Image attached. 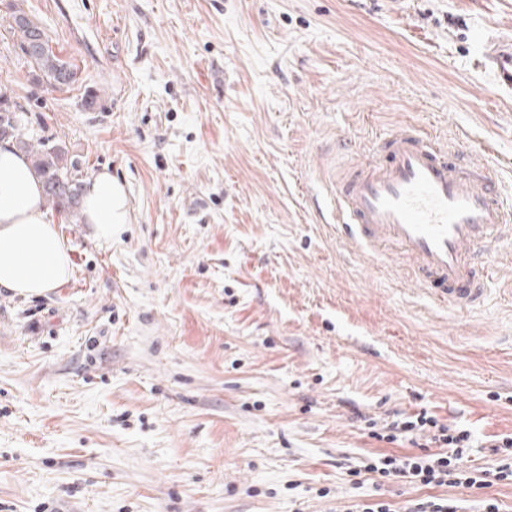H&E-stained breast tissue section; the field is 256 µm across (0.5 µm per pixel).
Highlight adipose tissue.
<instances>
[{
	"label": "adipose tissue",
	"instance_id": "obj_1",
	"mask_svg": "<svg viewBox=\"0 0 512 512\" xmlns=\"http://www.w3.org/2000/svg\"><path fill=\"white\" fill-rule=\"evenodd\" d=\"M85 223L101 240L128 221L123 187L109 172L87 183L81 203ZM69 252L43 207L42 185L31 162L9 142L0 143V289L41 296L69 275Z\"/></svg>",
	"mask_w": 512,
	"mask_h": 512
}]
</instances>
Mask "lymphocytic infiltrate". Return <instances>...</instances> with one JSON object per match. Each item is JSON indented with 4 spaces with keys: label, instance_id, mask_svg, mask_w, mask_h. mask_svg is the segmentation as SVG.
I'll use <instances>...</instances> for the list:
<instances>
[{
    "label": "lymphocytic infiltrate",
    "instance_id": "lymphocytic-infiltrate-1",
    "mask_svg": "<svg viewBox=\"0 0 512 512\" xmlns=\"http://www.w3.org/2000/svg\"><path fill=\"white\" fill-rule=\"evenodd\" d=\"M387 441H396L398 434L413 431L431 432L437 452L420 455H380L368 458L365 471L384 477H395L405 482L430 489V496L410 501L404 512H458L451 499L434 496L433 491L443 487H484L489 479L512 484V437L493 444L492 451L499 455L500 464L494 476H487L479 469H466L463 458L470 451L471 434L460 427L441 423L436 416L419 412L400 416L386 426Z\"/></svg>",
    "mask_w": 512,
    "mask_h": 512
}]
</instances>
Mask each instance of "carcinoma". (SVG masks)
Here are the masks:
<instances>
[{"label":"carcinoma","mask_w":512,"mask_h":512,"mask_svg":"<svg viewBox=\"0 0 512 512\" xmlns=\"http://www.w3.org/2000/svg\"><path fill=\"white\" fill-rule=\"evenodd\" d=\"M9 29L16 35L19 48L24 49L31 44L34 31L30 23L14 21L9 24ZM32 64L58 89L67 87L74 81L73 65L60 59L49 45L42 49ZM18 127V115L7 108H0V136L7 135L17 139L18 147L35 157V170L43 182L46 196L67 218H76L79 200L74 192L77 182L75 176L69 172L65 151L57 145H34L18 139Z\"/></svg>","instance_id":"cac0c4a2"}]
</instances>
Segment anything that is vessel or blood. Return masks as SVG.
Segmentation results:
<instances>
[{"mask_svg":"<svg viewBox=\"0 0 512 512\" xmlns=\"http://www.w3.org/2000/svg\"><path fill=\"white\" fill-rule=\"evenodd\" d=\"M483 65L512 91V35L487 41ZM458 150L407 125L393 129L382 154L356 171H332L337 221L357 245L378 253L394 247L411 261L418 285L452 308L483 295L486 248L512 249V206L501 199L489 167L458 160Z\"/></svg>","mask_w":512,"mask_h":512,"instance_id":"vessel-or-blood-1","label":"vessel or blood"}]
</instances>
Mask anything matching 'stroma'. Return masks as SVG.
<instances>
[{
	"instance_id": "1",
	"label": "stroma",
	"mask_w": 512,
	"mask_h": 512,
	"mask_svg": "<svg viewBox=\"0 0 512 512\" xmlns=\"http://www.w3.org/2000/svg\"><path fill=\"white\" fill-rule=\"evenodd\" d=\"M76 69L52 88L15 8ZM512 0H0V92L19 136L109 171L129 221L112 240L51 212L67 282L0 291V512H336L424 497L360 474L422 410L472 434L495 473L512 436V258L474 308L416 287L390 252L330 222L334 167L397 125L500 168L512 94L481 64ZM463 512L512 485L448 487ZM9 29L11 30L14 36L16 35L19 48L22 52L24 48L27 47L26 53L28 55H32L40 49V46H42L43 37L40 31L31 44V41L34 36V31L29 22H17L14 20L11 24H9Z\"/></svg>"
}]
</instances>
